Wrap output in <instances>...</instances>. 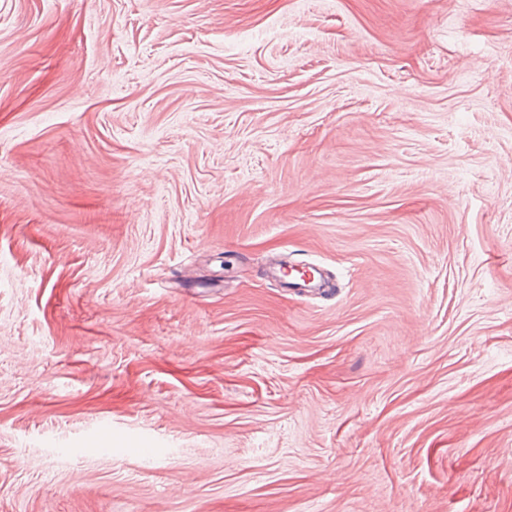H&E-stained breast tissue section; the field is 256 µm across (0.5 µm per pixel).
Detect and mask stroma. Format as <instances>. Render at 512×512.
Returning <instances> with one entry per match:
<instances>
[{
	"label": "stroma",
	"instance_id": "obj_1",
	"mask_svg": "<svg viewBox=\"0 0 512 512\" xmlns=\"http://www.w3.org/2000/svg\"><path fill=\"white\" fill-rule=\"evenodd\" d=\"M0 512H512V0H0Z\"/></svg>",
	"mask_w": 512,
	"mask_h": 512
}]
</instances>
